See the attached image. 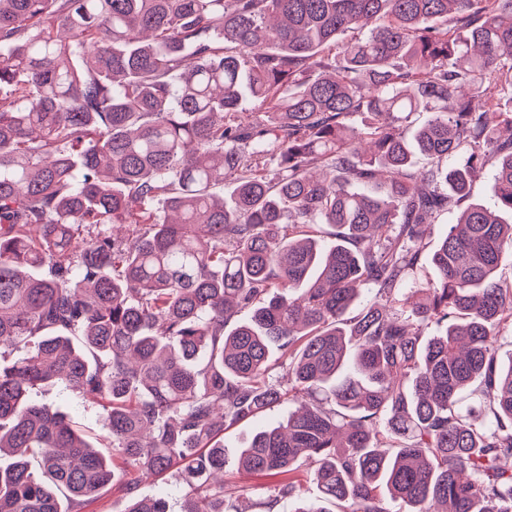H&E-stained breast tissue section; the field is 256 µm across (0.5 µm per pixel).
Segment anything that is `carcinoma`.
<instances>
[{
    "label": "carcinoma",
    "instance_id": "cac0c4a2",
    "mask_svg": "<svg viewBox=\"0 0 512 512\" xmlns=\"http://www.w3.org/2000/svg\"><path fill=\"white\" fill-rule=\"evenodd\" d=\"M505 129L512 0H0V512H168L137 486L172 469L226 512L224 430L285 402L237 467L305 469L298 512H512ZM471 200L478 201L489 208L494 209L496 207V198L493 193V178L489 170L474 183ZM39 402L49 405L53 410H58L68 416L90 436L97 450L106 458L112 459V448L103 447L104 437V413L96 404L83 402L69 391L61 387H51L44 393L35 397ZM125 507V501L112 489L103 492L93 503L85 507L83 512H119Z\"/></svg>",
    "mask_w": 512,
    "mask_h": 512
}]
</instances>
